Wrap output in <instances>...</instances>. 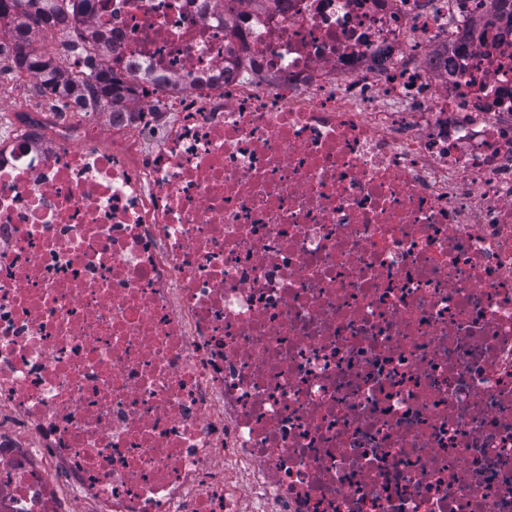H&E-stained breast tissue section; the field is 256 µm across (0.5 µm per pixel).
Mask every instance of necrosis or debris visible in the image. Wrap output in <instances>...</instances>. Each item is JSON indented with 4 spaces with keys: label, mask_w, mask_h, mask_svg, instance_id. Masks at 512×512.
<instances>
[{
    "label": "necrosis or debris",
    "mask_w": 512,
    "mask_h": 512,
    "mask_svg": "<svg viewBox=\"0 0 512 512\" xmlns=\"http://www.w3.org/2000/svg\"><path fill=\"white\" fill-rule=\"evenodd\" d=\"M144 114L0 117V512H512V0H95Z\"/></svg>",
    "instance_id": "obj_1"
}]
</instances>
